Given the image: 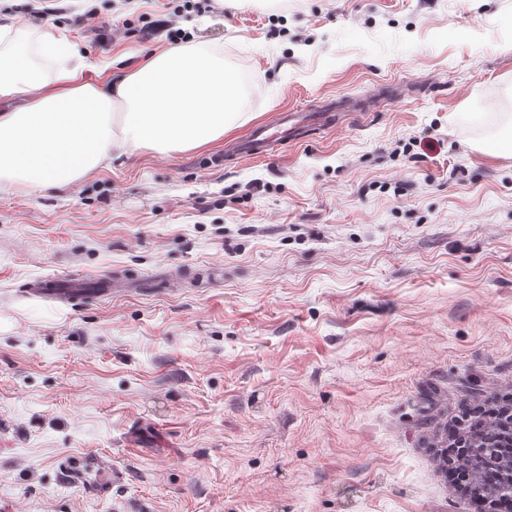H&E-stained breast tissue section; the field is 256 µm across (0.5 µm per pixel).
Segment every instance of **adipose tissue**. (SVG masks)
Here are the masks:
<instances>
[{
    "label": "adipose tissue",
    "instance_id": "adipose-tissue-1",
    "mask_svg": "<svg viewBox=\"0 0 512 512\" xmlns=\"http://www.w3.org/2000/svg\"><path fill=\"white\" fill-rule=\"evenodd\" d=\"M51 70L23 61L26 45L0 26V185L66 186L128 151L198 149L223 139L237 107V78L219 53L178 46L140 57L121 72L89 64L54 30L38 33Z\"/></svg>",
    "mask_w": 512,
    "mask_h": 512
}]
</instances>
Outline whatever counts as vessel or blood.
Wrapping results in <instances>:
<instances>
[{
  "mask_svg": "<svg viewBox=\"0 0 512 512\" xmlns=\"http://www.w3.org/2000/svg\"><path fill=\"white\" fill-rule=\"evenodd\" d=\"M334 110V104L330 103L316 112L296 109L276 113L273 121L260 127L239 153L252 158L267 156L276 147L298 141L307 131L328 127ZM56 479L62 488L88 497L108 498L113 487L124 482L125 474L98 454L77 451L59 459Z\"/></svg>",
  "mask_w": 512,
  "mask_h": 512,
  "instance_id": "obj_1",
  "label": "vessel or blood"
}]
</instances>
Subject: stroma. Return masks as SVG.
I'll list each match as a JSON object with an SVG mask.
<instances>
[{"label":"stroma","instance_id":"obj_1","mask_svg":"<svg viewBox=\"0 0 512 512\" xmlns=\"http://www.w3.org/2000/svg\"><path fill=\"white\" fill-rule=\"evenodd\" d=\"M171 19L250 81L223 143L0 187V512H473L442 428L512 398V111L481 109L512 102V0H0L95 63ZM102 275L125 292L26 291ZM73 451L125 483L59 487ZM335 105L336 102L332 100L316 112L303 109L277 112L273 121L260 127L236 154L252 158L265 157L278 146L298 141L307 131L328 127L333 121ZM55 281L52 279H45L37 281L29 288V293L37 297H52L55 299L70 301L75 297L71 294L83 288H53Z\"/></svg>","mask_w":512,"mask_h":512}]
</instances>
